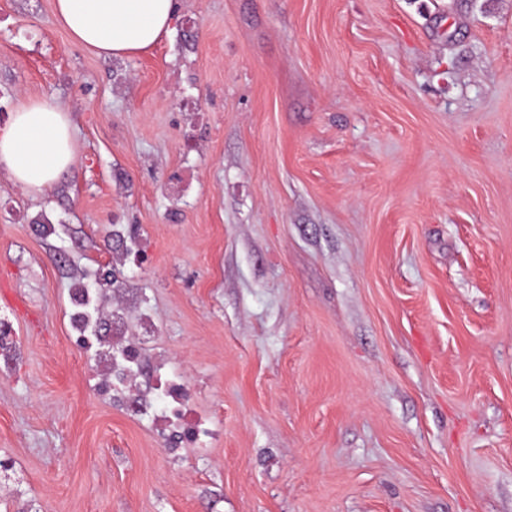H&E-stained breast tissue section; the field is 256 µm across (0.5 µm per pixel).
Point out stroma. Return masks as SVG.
Wrapping results in <instances>:
<instances>
[{"label":"stroma","instance_id":"35a3bbf8","mask_svg":"<svg viewBox=\"0 0 512 512\" xmlns=\"http://www.w3.org/2000/svg\"><path fill=\"white\" fill-rule=\"evenodd\" d=\"M176 3L104 59L0 0V128L50 96L75 145L0 176V512H512V0ZM81 278L215 444L100 393ZM165 365V356H160L159 369L163 372L157 383L144 399L135 395L134 400L137 404L143 400L146 407H154V419L169 450L178 451L183 446L212 442L216 431L190 408L191 389L187 377L178 370H164Z\"/></svg>","mask_w":512,"mask_h":512}]
</instances>
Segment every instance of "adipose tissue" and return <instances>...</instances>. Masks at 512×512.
I'll list each match as a JSON object with an SVG mask.
<instances>
[{"mask_svg":"<svg viewBox=\"0 0 512 512\" xmlns=\"http://www.w3.org/2000/svg\"><path fill=\"white\" fill-rule=\"evenodd\" d=\"M56 18L79 45L104 58L146 51L171 29L175 0H54ZM68 112L53 98L23 102L0 129V170L42 194L74 161Z\"/></svg>","mask_w":512,"mask_h":512,"instance_id":"obj_1","label":"adipose tissue"}]
</instances>
